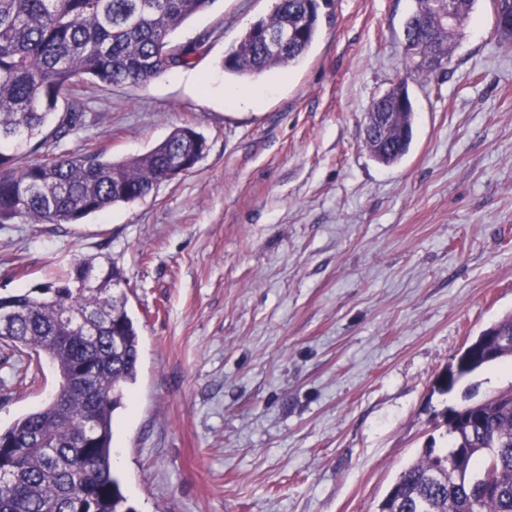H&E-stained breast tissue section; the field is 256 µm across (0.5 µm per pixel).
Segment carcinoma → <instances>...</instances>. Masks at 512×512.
Segmentation results:
<instances>
[{
  "label": "carcinoma",
  "instance_id": "1",
  "mask_svg": "<svg viewBox=\"0 0 512 512\" xmlns=\"http://www.w3.org/2000/svg\"><path fill=\"white\" fill-rule=\"evenodd\" d=\"M479 0H453L454 21L434 0H414L406 49L441 63L464 35ZM497 29L512 41V0H495ZM212 0H0V224H74L116 203L143 198L171 180L177 161L202 157L204 138L180 127L148 152L122 162L89 144L74 152L65 138L85 125L90 85L141 86L190 66L211 34L176 43L173 33ZM318 0H276L224 56L240 79L292 65L318 34ZM297 29L282 50L265 34ZM389 113L383 142H364L374 160L397 164L414 123L407 80L370 108ZM52 150L23 162L17 149ZM122 272L77 260L55 282L0 297V343L30 351L56 372L53 394L0 430V512H135L111 471L114 413L136 381L139 333L116 286ZM507 342L496 362L512 360V315L482 331ZM378 512H512V390L491 397L476 417L448 425L446 446L431 443L397 477Z\"/></svg>",
  "mask_w": 512,
  "mask_h": 512
}]
</instances>
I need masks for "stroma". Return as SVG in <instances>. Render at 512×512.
Listing matches in <instances>:
<instances>
[{
	"mask_svg": "<svg viewBox=\"0 0 512 512\" xmlns=\"http://www.w3.org/2000/svg\"><path fill=\"white\" fill-rule=\"evenodd\" d=\"M275 0H213L173 35L208 54L142 87H88L85 140L143 154L181 126L194 171L74 224H0V296L71 262L123 272L140 335L112 468L136 512H377L449 409L512 389L504 361L440 387L512 313V45L479 0L444 69L414 75L413 0H329L298 64L239 80L226 51ZM407 79V154L376 162L366 114ZM273 91L254 109L226 91ZM0 345V428L56 375Z\"/></svg>",
	"mask_w": 512,
	"mask_h": 512,
	"instance_id": "stroma-1",
	"label": "stroma"
}]
</instances>
